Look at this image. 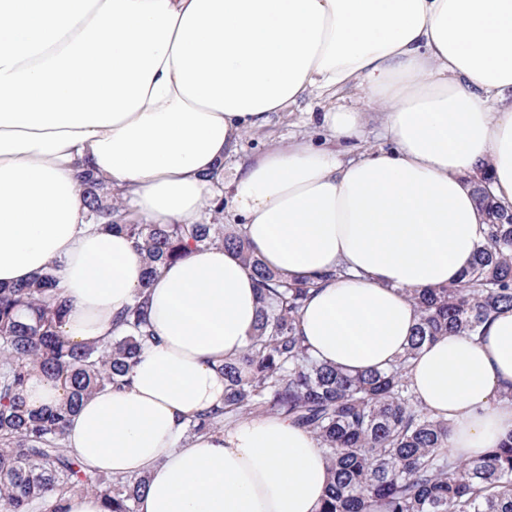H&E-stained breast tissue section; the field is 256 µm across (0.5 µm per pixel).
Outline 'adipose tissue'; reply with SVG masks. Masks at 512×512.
Returning <instances> with one entry per match:
<instances>
[{
    "mask_svg": "<svg viewBox=\"0 0 512 512\" xmlns=\"http://www.w3.org/2000/svg\"><path fill=\"white\" fill-rule=\"evenodd\" d=\"M345 90L364 108L333 109ZM311 97L330 104L321 144L240 159L245 132ZM372 110L391 148L346 157ZM480 169L512 206V0H0V284L53 270L59 331L82 345L118 335L146 291L154 341L66 436L90 470L145 478L138 512H316L327 461L279 417L187 435L224 403L256 283L215 246L144 284L132 240L88 219L83 173L149 224L198 223L225 183L266 267L316 279L299 313L312 354L356 372L407 347L410 290L460 281L483 239L464 180ZM410 381L451 421L449 454L483 456L512 433V311L479 341L425 345Z\"/></svg>",
    "mask_w": 512,
    "mask_h": 512,
    "instance_id": "1",
    "label": "adipose tissue"
}]
</instances>
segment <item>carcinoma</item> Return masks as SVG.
I'll return each mask as SVG.
<instances>
[{
    "mask_svg": "<svg viewBox=\"0 0 512 512\" xmlns=\"http://www.w3.org/2000/svg\"><path fill=\"white\" fill-rule=\"evenodd\" d=\"M489 178H471L484 240L462 281L411 292L418 321L403 355L384 369L350 373L318 360L298 331L301 307L314 283L288 280L268 269L249 247L244 225L146 224L112 202L105 182L83 181L90 217L126 234L148 261L146 279L191 251L232 249L256 280L260 312L248 345L224 359V406L187 424L203 433L248 414L280 416L319 440L331 481L317 512H512V434L483 457L448 454L451 424L415 397L411 360L439 336L479 337L484 324L512 309V210L498 204ZM50 271L17 287H0V501L7 512H48L77 486L99 494L106 512H137L145 488L139 477H112L68 454L69 419L84 399L119 387L142 345L153 338L148 297L141 292L120 314V335L100 345L70 343L59 327L68 315ZM37 369L66 390L56 408L29 410L21 397Z\"/></svg>",
    "mask_w": 512,
    "mask_h": 512,
    "instance_id": "cac0c4a2",
    "label": "carcinoma"
}]
</instances>
